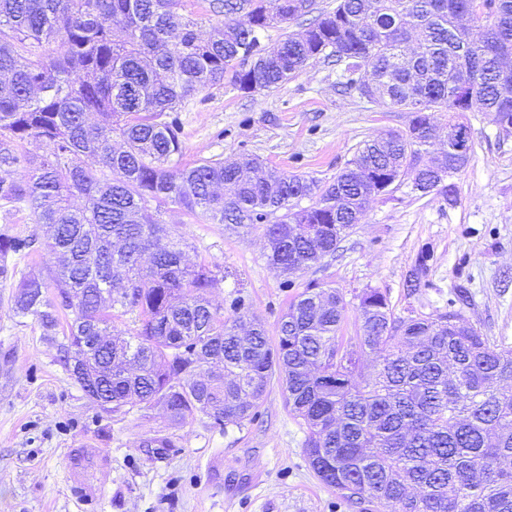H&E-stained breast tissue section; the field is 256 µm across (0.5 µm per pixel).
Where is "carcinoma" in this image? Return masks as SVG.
<instances>
[{"mask_svg": "<svg viewBox=\"0 0 512 512\" xmlns=\"http://www.w3.org/2000/svg\"><path fill=\"white\" fill-rule=\"evenodd\" d=\"M274 2L209 0L221 21L204 37L183 0H0V199L31 204L61 261L22 276L12 310L63 335L66 364L106 412L161 406L174 419L239 426L276 376L310 467L345 501L512 512V347L456 312L397 317L370 289L349 348L331 287L296 294L272 338L243 300L228 317L212 305L224 278L187 263L186 239L150 213L175 204L232 234L258 232L268 266L287 278L334 255L388 185L408 177L415 193L452 197L437 171L453 176L470 153L450 141L430 164L417 158L443 112H492L512 130V78L502 79L512 0H336L318 15L315 0ZM300 19L302 34L264 39ZM321 57L341 69L344 90L409 113V130L365 141L329 181L250 157L174 160L185 100L226 79L271 92ZM31 138L45 155L18 150ZM36 244L0 236V278L9 253ZM131 314L136 328L117 330Z\"/></svg>", "mask_w": 512, "mask_h": 512, "instance_id": "cac0c4a2", "label": "carcinoma"}]
</instances>
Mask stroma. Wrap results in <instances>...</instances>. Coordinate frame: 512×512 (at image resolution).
Wrapping results in <instances>:
<instances>
[{"label":"stroma","instance_id":"stroma-1","mask_svg":"<svg viewBox=\"0 0 512 512\" xmlns=\"http://www.w3.org/2000/svg\"><path fill=\"white\" fill-rule=\"evenodd\" d=\"M341 71L316 59L275 91L229 84L186 100L178 114L182 164L242 156L287 174L328 179L365 140L406 130L409 115L342 92ZM471 157L453 178L454 201L403 185L371 200L334 256L291 279L270 269L258 235L166 206L188 256L224 281L211 299L232 315L243 299L267 329L310 285L339 291L343 336L355 335L359 297L373 288L401 318L459 312L512 347V132L489 112H457ZM0 234L44 238L29 204L0 200ZM12 280H0V512H84L68 481L67 451L101 449L94 512H358L322 484L304 454L305 431L271 381L257 418L220 426L203 414L172 420L160 408L106 414L63 362L59 342L15 315Z\"/></svg>","mask_w":512,"mask_h":512}]
</instances>
